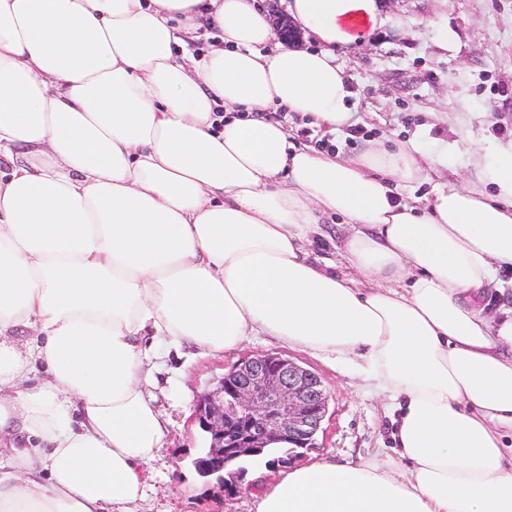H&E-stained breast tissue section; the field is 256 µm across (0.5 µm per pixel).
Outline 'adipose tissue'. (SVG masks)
Wrapping results in <instances>:
<instances>
[{
  "mask_svg": "<svg viewBox=\"0 0 512 512\" xmlns=\"http://www.w3.org/2000/svg\"><path fill=\"white\" fill-rule=\"evenodd\" d=\"M285 10L315 48L258 0H0V512H136L157 343L253 336L359 366L395 413L391 455L281 472L256 512H512V306L482 303L512 271V138L428 196L418 140L297 146L275 112L347 127L336 52L397 20ZM334 219L344 272L313 256Z\"/></svg>",
  "mask_w": 512,
  "mask_h": 512,
  "instance_id": "1",
  "label": "adipose tissue"
}]
</instances>
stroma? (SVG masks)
Returning <instances> with one entry per match:
<instances>
[{
	"instance_id": "35a3bbf8",
	"label": "stroma",
	"mask_w": 512,
	"mask_h": 512,
	"mask_svg": "<svg viewBox=\"0 0 512 512\" xmlns=\"http://www.w3.org/2000/svg\"><path fill=\"white\" fill-rule=\"evenodd\" d=\"M383 8L400 27L377 33L340 58L356 94L351 128L331 132L297 116L288 123L298 142L347 155L372 138L420 139L427 152L447 158L448 166L418 186L417 194L462 186L476 170L460 142L512 138V0H385ZM463 102L468 115L461 122L456 113ZM265 354L316 373L328 394L322 428L314 447L302 449L300 464L384 456L392 444L391 419L373 385L349 364L332 365L260 337L205 358L163 347L154 394L169 420L168 434L153 489L138 503V512H254L279 469L249 463L233 489L200 477L194 461L209 435L195 422L194 407L235 364Z\"/></svg>"
}]
</instances>
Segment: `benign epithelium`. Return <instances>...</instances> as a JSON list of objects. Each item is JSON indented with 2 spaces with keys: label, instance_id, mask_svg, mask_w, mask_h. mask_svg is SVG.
<instances>
[{
  "label": "benign epithelium",
  "instance_id": "7a95c632",
  "mask_svg": "<svg viewBox=\"0 0 512 512\" xmlns=\"http://www.w3.org/2000/svg\"><path fill=\"white\" fill-rule=\"evenodd\" d=\"M327 404L321 379L296 362L269 354L245 360L197 399L199 424L210 434L200 467L218 472L230 459L254 455L274 440L308 448Z\"/></svg>",
  "mask_w": 512,
  "mask_h": 512
}]
</instances>
